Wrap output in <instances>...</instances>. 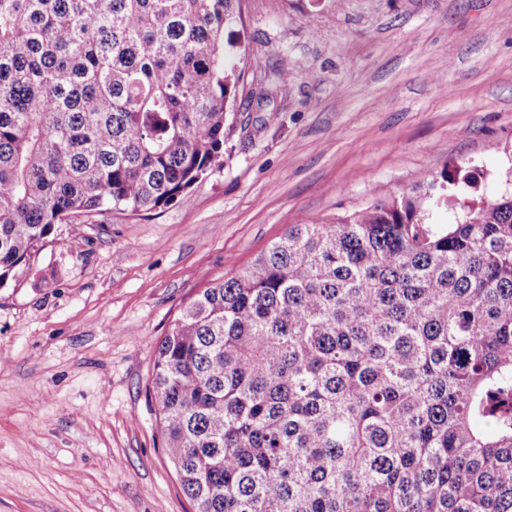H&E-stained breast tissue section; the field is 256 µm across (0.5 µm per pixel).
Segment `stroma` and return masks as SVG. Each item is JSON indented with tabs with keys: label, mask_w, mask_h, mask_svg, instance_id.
I'll return each mask as SVG.
<instances>
[{
	"label": "stroma",
	"mask_w": 512,
	"mask_h": 512,
	"mask_svg": "<svg viewBox=\"0 0 512 512\" xmlns=\"http://www.w3.org/2000/svg\"><path fill=\"white\" fill-rule=\"evenodd\" d=\"M224 158L173 204L56 225L0 288V512H194L162 449L155 344L292 224L512 192V0H242ZM289 82H281V73Z\"/></svg>",
	"instance_id": "35a3bbf8"
}]
</instances>
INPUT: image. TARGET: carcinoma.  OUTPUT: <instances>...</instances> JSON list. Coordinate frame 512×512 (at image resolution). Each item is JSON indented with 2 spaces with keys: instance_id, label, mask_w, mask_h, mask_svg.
<instances>
[{
  "instance_id": "carcinoma-1",
  "label": "carcinoma",
  "mask_w": 512,
  "mask_h": 512,
  "mask_svg": "<svg viewBox=\"0 0 512 512\" xmlns=\"http://www.w3.org/2000/svg\"><path fill=\"white\" fill-rule=\"evenodd\" d=\"M237 0H0V288L81 213L224 157ZM293 224L156 345L195 512H512V194ZM463 210L459 204L432 206L428 222L431 224H457L462 220Z\"/></svg>"
}]
</instances>
